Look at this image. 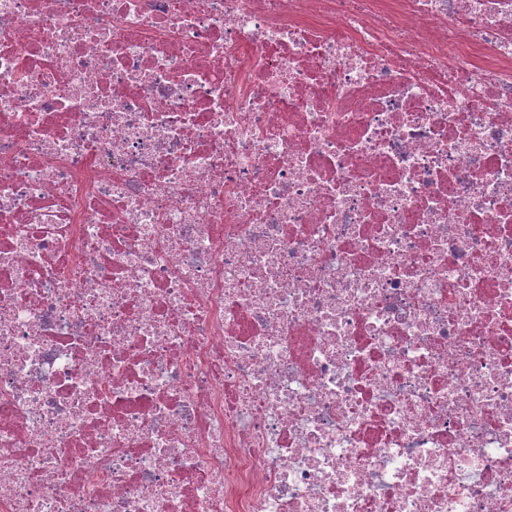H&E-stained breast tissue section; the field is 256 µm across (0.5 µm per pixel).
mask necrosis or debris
<instances>
[{
	"label": "necrosis or debris",
	"instance_id": "1",
	"mask_svg": "<svg viewBox=\"0 0 512 512\" xmlns=\"http://www.w3.org/2000/svg\"><path fill=\"white\" fill-rule=\"evenodd\" d=\"M0 512H512V0H0Z\"/></svg>",
	"mask_w": 512,
	"mask_h": 512
}]
</instances>
